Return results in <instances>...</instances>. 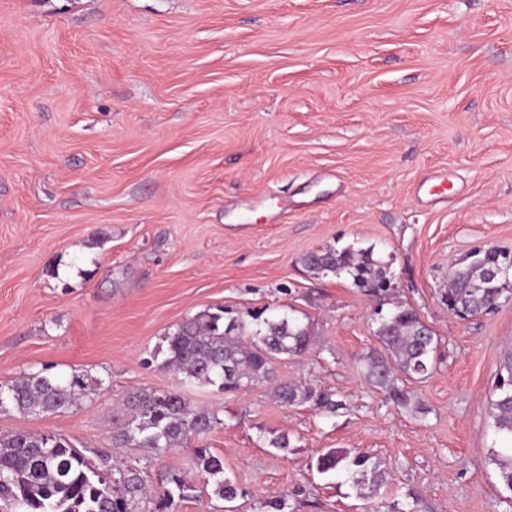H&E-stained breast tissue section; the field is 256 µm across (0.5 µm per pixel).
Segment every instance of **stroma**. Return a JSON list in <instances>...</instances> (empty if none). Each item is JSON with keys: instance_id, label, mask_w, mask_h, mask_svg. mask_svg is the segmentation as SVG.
<instances>
[{"instance_id": "1", "label": "stroma", "mask_w": 512, "mask_h": 512, "mask_svg": "<svg viewBox=\"0 0 512 512\" xmlns=\"http://www.w3.org/2000/svg\"><path fill=\"white\" fill-rule=\"evenodd\" d=\"M374 247L441 340L406 382L364 378L375 304L304 255ZM512 252V0H0V386L78 372L96 385L0 434L66 437L106 474L181 473L177 512H512L488 401L512 351V300L466 320L438 300L450 265ZM311 322L277 379L335 393L325 416L262 383L186 391L220 422L157 457L112 445L129 393L177 390L168 333L207 308ZM288 433L294 451L269 444ZM224 459L227 501L193 463ZM331 448L384 462L386 486L319 473Z\"/></svg>"}]
</instances>
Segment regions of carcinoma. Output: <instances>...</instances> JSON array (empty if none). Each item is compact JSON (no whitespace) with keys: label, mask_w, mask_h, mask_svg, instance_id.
<instances>
[{"label":"carcinoma","mask_w":512,"mask_h":512,"mask_svg":"<svg viewBox=\"0 0 512 512\" xmlns=\"http://www.w3.org/2000/svg\"><path fill=\"white\" fill-rule=\"evenodd\" d=\"M302 263L317 276L346 273L356 287L376 298L370 320L383 350L365 357V378L393 402L423 412L401 381L430 374L436 365L439 339L389 288L386 263L374 258L371 247L334 246L306 254ZM509 264L512 253L496 247L470 253L449 268L447 286L440 289L441 303L463 320L499 305L512 293L488 280L487 273ZM313 341L310 323L287 314L265 317L259 311L243 316L222 307L209 308L184 319L167 336L161 366L180 375L184 387L211 385L242 391L271 381L275 360L305 354ZM90 390L91 381L81 373L67 378L28 373L0 388V411L11 408L23 415L55 414L76 405ZM273 391L288 406L309 404L329 415L342 408L332 394L297 384L279 382ZM489 417L493 431L505 443L494 451L492 461L501 485L512 493V353L499 364ZM218 423L216 412L194 405L179 391L139 390L128 394L122 408L112 412V440L117 448H143L163 456L188 446ZM194 456L214 492L233 500L237 488L224 478V459L206 448L195 449ZM317 469L321 473L345 470L357 487L368 478L376 487L387 480L381 462L344 448L321 455ZM167 483L175 485L176 497H193L194 488L177 473H171ZM146 493L136 468H128L109 482L90 458L62 436L0 435V512H131L132 504ZM176 497L163 489L158 496L159 512H169Z\"/></svg>","instance_id":"obj_1"}]
</instances>
